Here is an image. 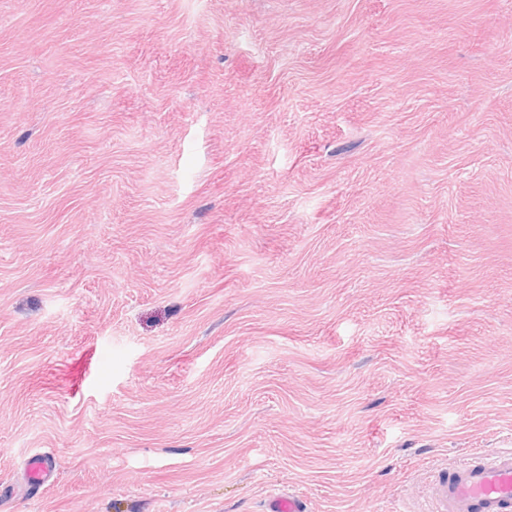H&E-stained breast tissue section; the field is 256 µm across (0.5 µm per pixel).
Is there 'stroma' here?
Segmentation results:
<instances>
[{"instance_id": "stroma-1", "label": "stroma", "mask_w": 512, "mask_h": 512, "mask_svg": "<svg viewBox=\"0 0 512 512\" xmlns=\"http://www.w3.org/2000/svg\"><path fill=\"white\" fill-rule=\"evenodd\" d=\"M509 450L512 0H0V512Z\"/></svg>"}]
</instances>
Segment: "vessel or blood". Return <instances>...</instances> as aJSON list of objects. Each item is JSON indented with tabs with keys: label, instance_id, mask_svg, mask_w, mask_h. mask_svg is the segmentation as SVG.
<instances>
[{
	"label": "vessel or blood",
	"instance_id": "vessel-or-blood-1",
	"mask_svg": "<svg viewBox=\"0 0 512 512\" xmlns=\"http://www.w3.org/2000/svg\"><path fill=\"white\" fill-rule=\"evenodd\" d=\"M429 512H512V452L438 472Z\"/></svg>",
	"mask_w": 512,
	"mask_h": 512
}]
</instances>
